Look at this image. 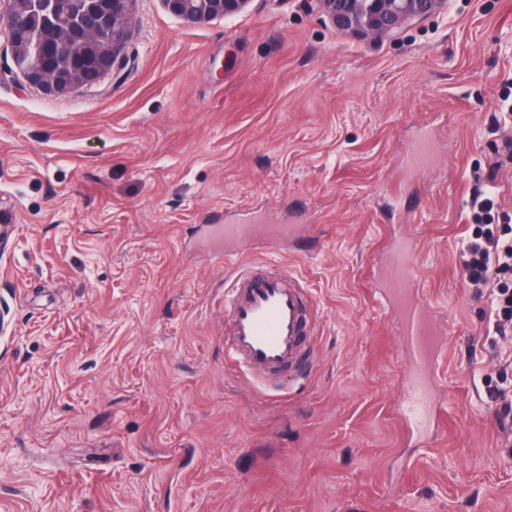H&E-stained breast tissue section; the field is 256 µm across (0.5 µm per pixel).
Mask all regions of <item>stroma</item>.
Wrapping results in <instances>:
<instances>
[{"label":"stroma","mask_w":512,"mask_h":512,"mask_svg":"<svg viewBox=\"0 0 512 512\" xmlns=\"http://www.w3.org/2000/svg\"><path fill=\"white\" fill-rule=\"evenodd\" d=\"M130 12L123 70L61 96L0 32V512H512L487 392L512 335L490 340L458 261L475 172L512 212V0H450L380 40L308 0ZM265 212L297 225L282 260L317 308L314 363L284 389L226 363L205 237ZM404 236L448 341L445 410L419 430L380 291ZM167 11L178 18L208 22L240 12L248 0H162Z\"/></svg>","instance_id":"stroma-1"}]
</instances>
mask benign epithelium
<instances>
[{
	"instance_id": "benign-epithelium-1",
	"label": "benign epithelium",
	"mask_w": 512,
	"mask_h": 512,
	"mask_svg": "<svg viewBox=\"0 0 512 512\" xmlns=\"http://www.w3.org/2000/svg\"><path fill=\"white\" fill-rule=\"evenodd\" d=\"M111 5L112 35L104 36L98 26L76 19L55 27L52 41L39 40L23 25L19 14L52 12L51 0H3L0 27L8 32L14 67L26 81L47 94L65 95L76 88L97 83L108 74L120 72L126 64V48L132 17L130 0H100ZM248 0H163L167 11L178 18L208 22L240 12ZM314 7L330 17L337 28L364 37L382 38L402 26L431 15L448 0H311ZM98 46L93 69L72 67L66 72L52 66L55 56L76 42Z\"/></svg>"
}]
</instances>
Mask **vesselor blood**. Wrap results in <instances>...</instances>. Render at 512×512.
Returning a JSON list of instances; mask_svg holds the SVG:
<instances>
[{"label": "vessel or blood", "mask_w": 512, "mask_h": 512, "mask_svg": "<svg viewBox=\"0 0 512 512\" xmlns=\"http://www.w3.org/2000/svg\"><path fill=\"white\" fill-rule=\"evenodd\" d=\"M295 232L290 224L264 235L258 225L247 221L215 230L227 246L224 267L232 282L224 292V315L229 321L224 347L233 368L266 375L309 362L316 320L314 310L306 306L307 289L283 266L272 267L263 260L244 263L232 250L240 241L270 250ZM411 256L410 240L394 249L395 274L386 299L389 310L398 316L400 342L410 362L403 380L404 416L425 423L434 421L445 405L434 392L442 342L429 305L410 274Z\"/></svg>", "instance_id": "vessel-or-blood-1"}]
</instances>
